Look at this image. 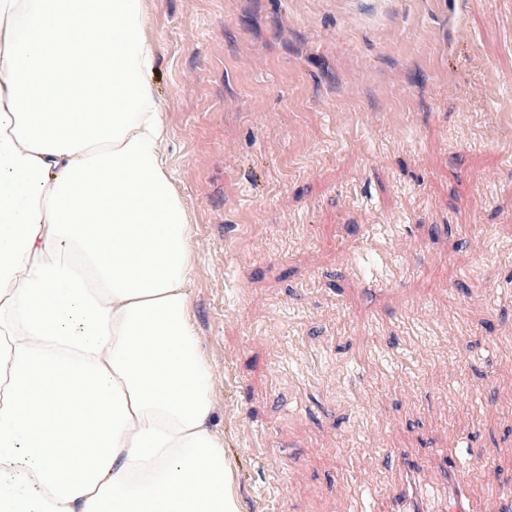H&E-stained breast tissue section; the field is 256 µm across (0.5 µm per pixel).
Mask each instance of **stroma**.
<instances>
[{
    "instance_id": "1",
    "label": "stroma",
    "mask_w": 512,
    "mask_h": 512,
    "mask_svg": "<svg viewBox=\"0 0 512 512\" xmlns=\"http://www.w3.org/2000/svg\"><path fill=\"white\" fill-rule=\"evenodd\" d=\"M146 8L241 512L293 472L288 512H344L350 456L405 496L365 445L434 471L452 433L512 483V0Z\"/></svg>"
}]
</instances>
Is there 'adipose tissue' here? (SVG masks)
<instances>
[{
	"label": "adipose tissue",
	"instance_id": "ef3b65f1",
	"mask_svg": "<svg viewBox=\"0 0 512 512\" xmlns=\"http://www.w3.org/2000/svg\"><path fill=\"white\" fill-rule=\"evenodd\" d=\"M145 0H0V512H240Z\"/></svg>",
	"mask_w": 512,
	"mask_h": 512
}]
</instances>
